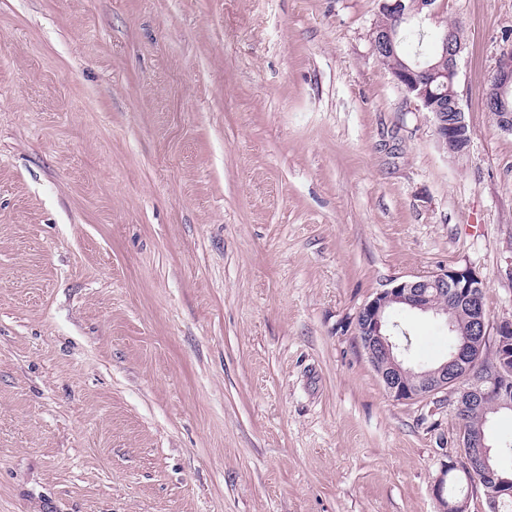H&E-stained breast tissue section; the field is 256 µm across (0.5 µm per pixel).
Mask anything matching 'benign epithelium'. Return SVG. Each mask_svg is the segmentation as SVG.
I'll return each instance as SVG.
<instances>
[{
  "label": "benign epithelium",
  "instance_id": "benign-epithelium-1",
  "mask_svg": "<svg viewBox=\"0 0 512 512\" xmlns=\"http://www.w3.org/2000/svg\"><path fill=\"white\" fill-rule=\"evenodd\" d=\"M380 11L388 17V24L372 29L371 44L382 62L395 54L401 33L408 26L415 22L421 24L436 15L434 0H418L414 9L406 0H380ZM440 40L441 53L435 62L405 63L390 73L398 85L432 114L440 149L458 157L469 150L474 136L456 90L458 58L464 46L454 41L453 30L448 28L443 30ZM485 107L496 112L497 126L512 134V48L504 50L498 58ZM484 288L483 278L473 267L446 269L397 281L359 309L355 318L356 336L393 400L413 401L449 390L455 395L459 410L488 402L496 413L512 412V382L500 380L512 368V321L500 322L495 335L489 336ZM399 304L440 316L448 327L456 310L464 308L471 315L474 337L463 341L451 360L416 373L392 335L385 333L387 315ZM487 350L494 355L489 365L484 364ZM468 444L480 449V464L468 463L463 468L451 457L446 471L460 469L466 478L482 482L488 512H499L505 496L512 495V479L494 478L489 464L488 437L482 434Z\"/></svg>",
  "mask_w": 512,
  "mask_h": 512
}]
</instances>
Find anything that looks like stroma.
<instances>
[{"label": "stroma", "mask_w": 512, "mask_h": 512, "mask_svg": "<svg viewBox=\"0 0 512 512\" xmlns=\"http://www.w3.org/2000/svg\"><path fill=\"white\" fill-rule=\"evenodd\" d=\"M436 5L459 158L373 52L379 0H0V512H488L445 470L453 394L393 401L354 330L465 265L512 320V0ZM512 48L504 50L497 61L492 78V88L485 107L496 114V124L504 132L512 134Z\"/></svg>", "instance_id": "1"}]
</instances>
